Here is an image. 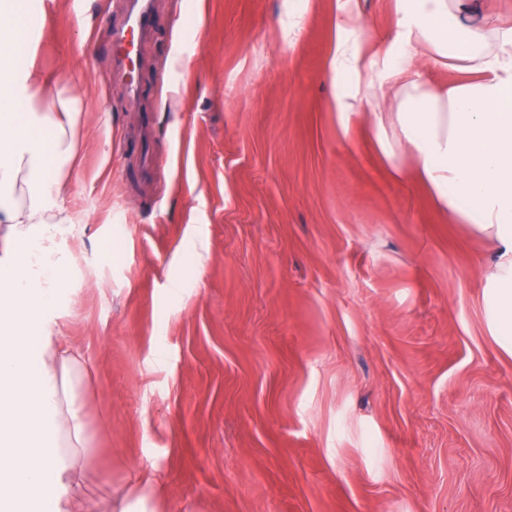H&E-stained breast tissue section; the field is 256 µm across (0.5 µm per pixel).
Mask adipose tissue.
<instances>
[{
	"instance_id": "ef3b65f1",
	"label": "adipose tissue",
	"mask_w": 512,
	"mask_h": 512,
	"mask_svg": "<svg viewBox=\"0 0 512 512\" xmlns=\"http://www.w3.org/2000/svg\"><path fill=\"white\" fill-rule=\"evenodd\" d=\"M468 0H396L400 57H369L337 40L330 68L352 89L337 111L368 112L387 157L411 156L437 205L497 242L488 319L512 353V25L465 29ZM20 0H0V505L74 512L80 504L82 410L62 402L59 375L86 361L53 331L70 264L56 235L71 216L65 168L82 135L81 97L66 70L34 78L17 66L28 28ZM461 72L436 85L420 58ZM54 90L58 107L33 99Z\"/></svg>"
}]
</instances>
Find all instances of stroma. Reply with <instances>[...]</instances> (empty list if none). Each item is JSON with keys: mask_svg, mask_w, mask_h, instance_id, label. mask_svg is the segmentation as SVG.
I'll return each instance as SVG.
<instances>
[{"mask_svg": "<svg viewBox=\"0 0 512 512\" xmlns=\"http://www.w3.org/2000/svg\"><path fill=\"white\" fill-rule=\"evenodd\" d=\"M21 67H66L87 134L68 173L57 333L87 353V512H512V355L495 246L335 107L337 0H35ZM349 46L396 36L354 0ZM131 8L122 28L116 31V40L122 41L125 36V30L129 27L136 26L138 29L142 28L149 16L151 10V0H131Z\"/></svg>", "mask_w": 512, "mask_h": 512, "instance_id": "obj_1", "label": "stroma"}]
</instances>
